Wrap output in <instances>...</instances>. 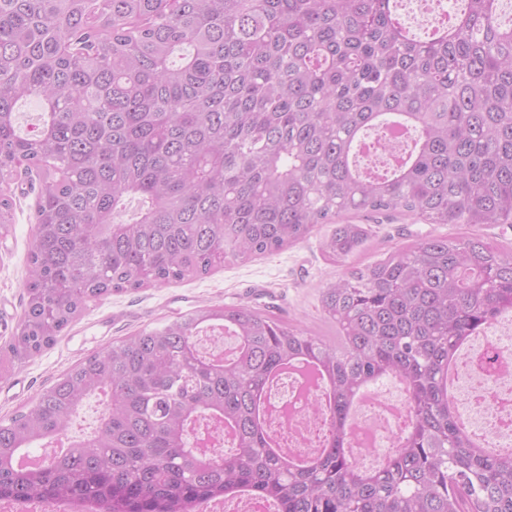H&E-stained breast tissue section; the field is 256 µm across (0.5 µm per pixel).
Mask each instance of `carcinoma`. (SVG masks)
Masks as SVG:
<instances>
[{
  "mask_svg": "<svg viewBox=\"0 0 512 512\" xmlns=\"http://www.w3.org/2000/svg\"><path fill=\"white\" fill-rule=\"evenodd\" d=\"M502 0H461L448 38L399 37L396 0H0V185L38 179L26 308L10 350L50 345L89 299L210 273L336 225L338 261L367 237L350 211L427 224H512V23ZM41 107L23 135L16 107ZM394 167L363 173L365 132ZM138 197L129 219L127 200ZM15 201L0 191V237ZM340 341L249 306L198 308L94 352L0 420V500L92 498L100 512H191L243 491L279 512H512V451L465 433L448 396L459 347L512 310V249L428 236L327 283ZM236 338L228 358L200 335ZM310 364L323 444L288 457L261 399ZM395 377L409 420L382 466L345 428L359 393ZM94 434L69 437L86 399ZM204 421L230 451L192 445ZM68 441L24 470L18 459Z\"/></svg>",
  "mask_w": 512,
  "mask_h": 512,
  "instance_id": "1",
  "label": "carcinoma"
}]
</instances>
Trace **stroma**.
<instances>
[{"label": "stroma", "instance_id": "obj_1", "mask_svg": "<svg viewBox=\"0 0 512 512\" xmlns=\"http://www.w3.org/2000/svg\"><path fill=\"white\" fill-rule=\"evenodd\" d=\"M14 194L15 222L9 235L0 237V348L16 334L24 313L27 256L35 237L37 189L23 180ZM342 221L367 230L362 251L342 262L328 259L321 250V242L333 231L332 225L321 224L303 242L270 255L225 262L202 278L87 302L50 346L0 377V419L27 410L41 390L100 347L197 308L270 306L287 323L332 336L336 328L322 318L319 293L350 267L370 264L429 235L477 234L512 248L508 224H427L411 215L371 213H349Z\"/></svg>", "mask_w": 512, "mask_h": 512}]
</instances>
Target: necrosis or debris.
<instances>
[{"mask_svg": "<svg viewBox=\"0 0 512 512\" xmlns=\"http://www.w3.org/2000/svg\"><path fill=\"white\" fill-rule=\"evenodd\" d=\"M455 409L459 421L491 448L512 447V311L498 315L489 327L459 348L455 358ZM316 389L293 374L269 385L266 425L280 440L282 454H314L322 446V426L309 418L308 403ZM408 417L407 401L400 392L376 391L361 406V425L375 444L355 446L360 462L374 458L378 448L397 436Z\"/></svg>", "mask_w": 512, "mask_h": 512, "instance_id": "4bbe7bcc", "label": "necrosis or debris"}]
</instances>
